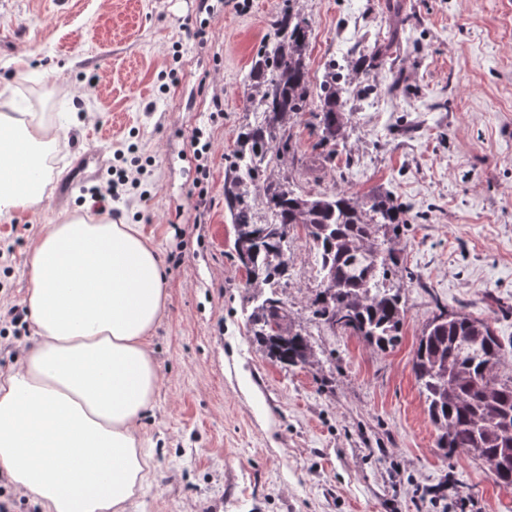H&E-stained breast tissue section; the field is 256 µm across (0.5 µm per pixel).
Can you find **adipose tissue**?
Here are the masks:
<instances>
[{
	"mask_svg": "<svg viewBox=\"0 0 512 512\" xmlns=\"http://www.w3.org/2000/svg\"><path fill=\"white\" fill-rule=\"evenodd\" d=\"M0 92V223L45 198L52 130ZM22 303L34 339L0 373V475L42 512H127L150 476L140 425L158 374L150 338L167 303L137 224L80 206L42 225Z\"/></svg>",
	"mask_w": 512,
	"mask_h": 512,
	"instance_id": "1",
	"label": "adipose tissue"
}]
</instances>
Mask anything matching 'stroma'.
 Returning a JSON list of instances; mask_svg holds the SVG:
<instances>
[{
  "label": "stroma",
  "instance_id": "1",
  "mask_svg": "<svg viewBox=\"0 0 512 512\" xmlns=\"http://www.w3.org/2000/svg\"><path fill=\"white\" fill-rule=\"evenodd\" d=\"M0 0V83L18 111L90 112L51 160L52 189L82 151L106 165L125 149L146 166L148 199L126 195L113 219L142 225L168 293L152 346L159 381L142 421L155 444L132 512H512V487L482 462L444 455L412 371L436 304L489 320L512 368V0H404L393 68L357 78L335 172L284 163L296 187L390 193L409 224L400 343L377 351L312 320L318 261L302 231L288 241L282 288L313 365L270 361L249 332L260 298L234 257L224 206L228 157L246 121L251 63L284 0ZM386 0H296L311 29L308 67L368 52L389 28ZM34 55L23 68L11 61ZM205 192L197 214L192 197ZM56 200L0 223V308L21 301L26 254Z\"/></svg>",
  "mask_w": 512,
  "mask_h": 512
}]
</instances>
